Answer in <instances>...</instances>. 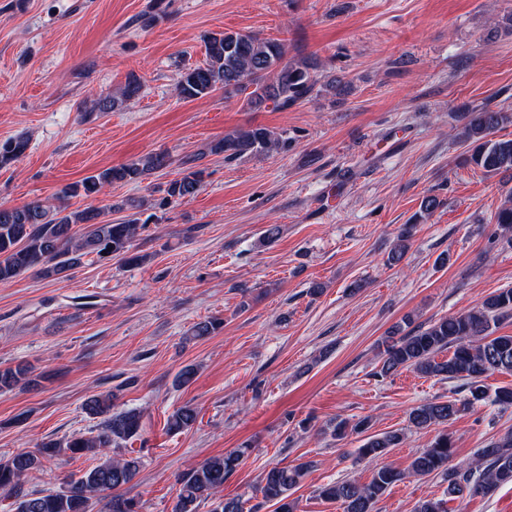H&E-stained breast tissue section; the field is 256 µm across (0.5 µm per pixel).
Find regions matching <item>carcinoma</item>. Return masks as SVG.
<instances>
[{
	"mask_svg": "<svg viewBox=\"0 0 512 512\" xmlns=\"http://www.w3.org/2000/svg\"><path fill=\"white\" fill-rule=\"evenodd\" d=\"M206 62L187 69L177 84V93L184 100L198 99L224 90L230 99L247 93L246 105L258 112L268 107L286 109L303 103L324 91L343 96L349 83L334 74L318 77L319 62L313 57L290 58L280 39L262 38L253 33L222 31L205 40ZM142 85L132 77L121 91V98L98 97L82 103L83 112H107L139 95ZM460 139L469 147L466 161L489 173L512 172V138H500L497 133L512 124V113L485 107H465ZM292 141L263 125L237 129L215 141L209 152L224 155L233 161L245 156L286 151ZM22 137L0 142V168L9 166L28 149ZM200 157L188 156L182 161L178 176L166 184L162 205L194 198L203 187L207 168L199 164ZM171 165L165 151L149 153L127 164L105 168L82 180L66 185L59 198L99 196L114 183L136 181ZM141 204L135 199L101 207L69 211L64 205L51 207L33 201L14 208L0 207V282L7 283L30 269L44 278L60 279L64 274L84 264L85 259L99 261L117 258L127 266L144 264L146 256L134 251V241L145 228L140 223ZM125 212L112 219V212ZM498 230L512 235V201L504 204L496 215ZM414 223L403 225L389 260L400 262L409 247ZM512 320V288L497 290L484 297L479 306L441 317L425 328L413 329L395 338L388 337L380 352L379 375L388 376L401 369L444 379H462L467 391L462 399L428 401L413 408L410 425L416 429L448 426L464 410L485 401L512 407V386L497 388L489 393L484 383L489 375L512 373V335H496L499 325ZM223 328L218 319L204 320L191 328V336L205 338ZM452 350L446 360H437L444 350ZM31 368L25 363L0 368V392L21 384H35ZM113 394H97L84 404L87 414L101 418L91 435L75 433L63 444L50 439L32 450L18 451L0 459V490L14 494L13 512H90L92 501H103L108 512H136L130 498L117 493L138 474V457L115 458L109 455L112 444L128 442L140 435L141 414L135 409L112 412ZM197 420L195 407L186 403L174 410L167 419V430L182 432ZM371 420L354 424L338 420L333 434L342 437L347 430L365 433ZM404 440L398 431L369 435L361 448L360 458L375 459L388 454ZM247 452L240 448L232 453L212 457L184 471L177 479L178 489L173 512H198L201 504L212 503L210 512H244L239 497L222 495L224 482L239 465ZM70 457L92 455L99 463L79 479L67 481L59 490L24 492L21 485L43 463L61 455ZM453 444L447 432L439 433L429 447L412 459L401 471L392 467L377 469L363 483L355 478L329 483L318 490V496L339 502L343 512H375L380 498L395 483L407 476L427 478L439 476L448 483V494L488 495L503 484H512V430L488 441L476 452L474 462L465 466L453 463ZM311 468V463L281 466L276 464L263 473L260 492L265 501L276 505L275 512H294L295 490ZM413 512H448L447 501L426 497L419 500Z\"/></svg>",
	"mask_w": 512,
	"mask_h": 512,
	"instance_id": "1",
	"label": "carcinoma"
}]
</instances>
